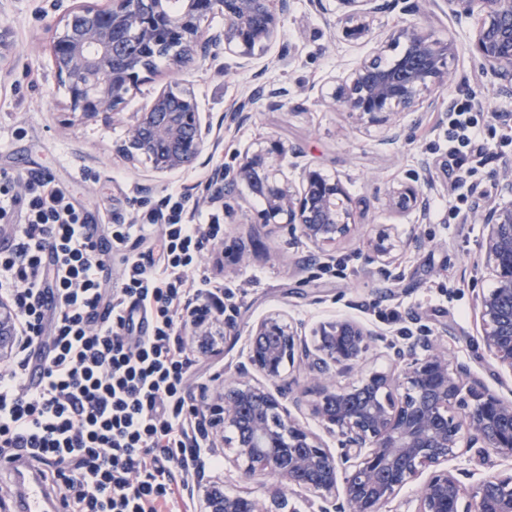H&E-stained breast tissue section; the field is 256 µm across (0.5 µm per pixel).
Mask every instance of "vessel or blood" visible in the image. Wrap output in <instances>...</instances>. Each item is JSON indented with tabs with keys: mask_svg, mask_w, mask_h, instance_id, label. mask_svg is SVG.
I'll return each mask as SVG.
<instances>
[{
	"mask_svg": "<svg viewBox=\"0 0 512 512\" xmlns=\"http://www.w3.org/2000/svg\"><path fill=\"white\" fill-rule=\"evenodd\" d=\"M6 469L11 489L7 497L9 512H65L61 497L50 490L37 467L14 458L7 462Z\"/></svg>",
	"mask_w": 512,
	"mask_h": 512,
	"instance_id": "b4317fda",
	"label": "vessel or blood"
}]
</instances>
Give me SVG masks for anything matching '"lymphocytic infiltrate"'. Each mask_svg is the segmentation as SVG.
Instances as JSON below:
<instances>
[{
	"label": "lymphocytic infiltrate",
	"mask_w": 512,
	"mask_h": 512,
	"mask_svg": "<svg viewBox=\"0 0 512 512\" xmlns=\"http://www.w3.org/2000/svg\"><path fill=\"white\" fill-rule=\"evenodd\" d=\"M469 101L448 114V166L458 180L488 153ZM0 174V302L16 311L25 343L0 364V460L26 457L45 470L67 512H175L195 506V480L220 468L189 382L196 358L186 335L196 310L223 313L224 291L201 274L217 218L189 196H166L157 224L88 223L46 175ZM149 242L146 251L135 244ZM123 255L119 279L104 249ZM52 293L54 305L42 302ZM153 331H136L137 319ZM44 376H24L36 345Z\"/></svg>",
	"instance_id": "lymphocytic-infiltrate-1"
}]
</instances>
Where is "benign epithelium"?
I'll return each instance as SVG.
<instances>
[{
  "instance_id": "7a95c632",
  "label": "benign epithelium",
  "mask_w": 512,
  "mask_h": 512,
  "mask_svg": "<svg viewBox=\"0 0 512 512\" xmlns=\"http://www.w3.org/2000/svg\"><path fill=\"white\" fill-rule=\"evenodd\" d=\"M60 19L62 33L51 44L55 76L69 111L82 119L115 113L153 71V58L169 54L176 69L197 64L217 48L241 59L263 53L276 39L290 0H73ZM458 19L476 18L471 54L491 75L492 96L512 95V0H430ZM321 14H339L337 36L353 44L375 38L374 18L399 9L407 0H309ZM224 16V29L210 33L209 18ZM399 50L394 57L388 52ZM455 44L425 31L403 28L377 41L373 54L346 74L331 99L334 105L370 124L387 125L383 142L398 143L404 128L393 116L432 112L436 97L425 95L451 80ZM212 122L202 117L195 96L162 89L135 113L120 152L144 158L158 173L193 167L208 145ZM300 150L272 143L248 151L235 169L216 167L208 198L220 202L239 185L264 201L263 224L299 235L314 246L348 238L356 201L337 178L298 163ZM498 201L473 207L486 230V258L496 273L495 287L477 296L484 349L497 371L512 376V173L498 182ZM395 205L428 218V199L407 184ZM425 241L405 242L382 230L360 249L368 271L396 278L393 252L420 249ZM372 332L362 323L340 319L321 326L307 341L301 327L280 314L258 320L250 331L246 362L212 396H195L197 419L228 428L232 463L246 478H267L261 496L230 495L214 483L200 512H299L294 496L304 495L308 512H395L400 492L421 480L415 512H512V472L465 484L450 462L473 448L512 455V400L492 391L465 365L452 366L443 337L422 328L412 341L387 353L392 369L362 366ZM19 342L15 311L0 303V359ZM292 369L314 383L312 398L292 396ZM357 372L341 385L335 378ZM306 405L310 415L336 434L334 454L302 425L292 408Z\"/></svg>"
}]
</instances>
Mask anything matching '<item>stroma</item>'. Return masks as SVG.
<instances>
[{"label": "stroma", "mask_w": 512, "mask_h": 512, "mask_svg": "<svg viewBox=\"0 0 512 512\" xmlns=\"http://www.w3.org/2000/svg\"><path fill=\"white\" fill-rule=\"evenodd\" d=\"M414 11L380 15L375 27L386 32L415 26L440 41H455V77L442 99L487 95L492 78L469 51L471 20H457L414 0ZM56 0H0V170L18 177L40 171L82 204L92 223L146 222L173 191L191 195L208 211L219 212L224 243L208 247L201 269L224 285V315L215 319L219 339L198 359L191 393L212 387L245 362L249 333L262 317L281 313L313 331L320 323L351 318L377 332L365 364L383 371L387 342L401 340L422 327L447 339L448 358L467 364L486 384L491 365L481 341L476 297L495 280L484 264L483 225L468 221L475 201L497 195L499 174L512 167V96L495 99L498 117L481 121L482 138L491 152L461 190L448 171V112H416L405 121L398 146L381 142L383 129L361 125L332 106L334 79L367 51L339 42L336 18L320 15L308 0H292L280 34L270 50L275 63L246 66L216 51L197 65L173 71L167 58L155 60L152 73L130 93L110 122H82L66 106L55 78L49 44L61 31ZM287 89L281 105L261 100L240 118H226L227 108L259 85ZM193 91L201 112L223 119L218 146L209 161L171 175L155 173L144 159L119 152L130 113L140 111L162 88ZM274 139L299 148L303 161L319 166L347 186L359 205L352 235L316 252L300 237L261 224L262 201L240 188L211 203L205 185L212 167L236 168L245 147ZM418 174L436 216L419 224L413 215L389 203L390 190ZM387 229L399 237L416 233L426 239L420 250L398 255L399 280L387 281L362 270L357 256L366 237ZM237 333L223 337L225 319Z\"/></svg>", "instance_id": "obj_1"}]
</instances>
